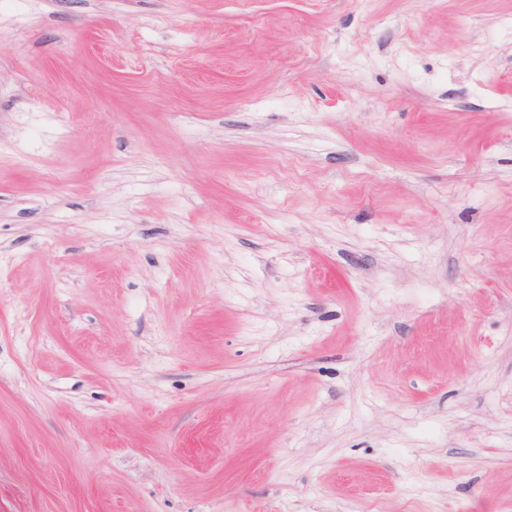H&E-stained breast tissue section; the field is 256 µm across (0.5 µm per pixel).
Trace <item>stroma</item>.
Returning a JSON list of instances; mask_svg holds the SVG:
<instances>
[{
  "mask_svg": "<svg viewBox=\"0 0 512 512\" xmlns=\"http://www.w3.org/2000/svg\"><path fill=\"white\" fill-rule=\"evenodd\" d=\"M0 512H512V0H0Z\"/></svg>",
  "mask_w": 512,
  "mask_h": 512,
  "instance_id": "1",
  "label": "stroma"
}]
</instances>
